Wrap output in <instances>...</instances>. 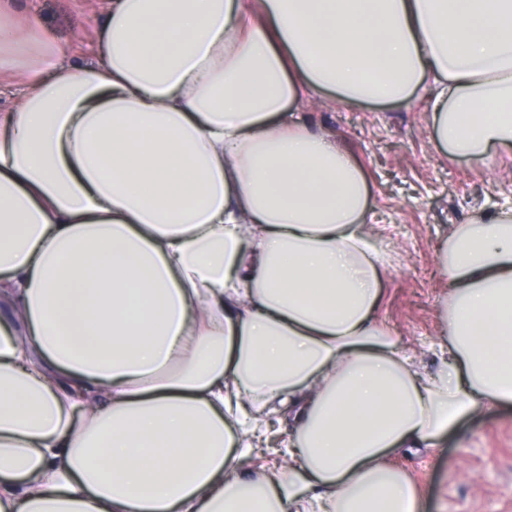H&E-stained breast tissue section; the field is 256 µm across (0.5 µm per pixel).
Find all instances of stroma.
<instances>
[{
    "label": "stroma",
    "mask_w": 512,
    "mask_h": 512,
    "mask_svg": "<svg viewBox=\"0 0 512 512\" xmlns=\"http://www.w3.org/2000/svg\"><path fill=\"white\" fill-rule=\"evenodd\" d=\"M105 8L104 0H11L13 16L36 18L67 64L91 61ZM304 113L314 129L334 133L367 175L375 231L389 254L377 319L420 373H432L448 293L439 246L455 225L512 205V158L477 162L439 152L421 92L397 105L316 99ZM388 460L416 485L426 512H512V406L461 420L436 449L392 451Z\"/></svg>",
    "instance_id": "1"
}]
</instances>
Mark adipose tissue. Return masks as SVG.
<instances>
[{
    "label": "adipose tissue",
    "mask_w": 512,
    "mask_h": 512,
    "mask_svg": "<svg viewBox=\"0 0 512 512\" xmlns=\"http://www.w3.org/2000/svg\"><path fill=\"white\" fill-rule=\"evenodd\" d=\"M96 53L0 54V512H424L385 453L512 404V207L443 243L421 375L364 172L298 105L430 84L438 148L512 155V0H110ZM263 455L251 460L249 466L255 474L288 471V456L263 448Z\"/></svg>",
    "instance_id": "ef3b65f1"
}]
</instances>
